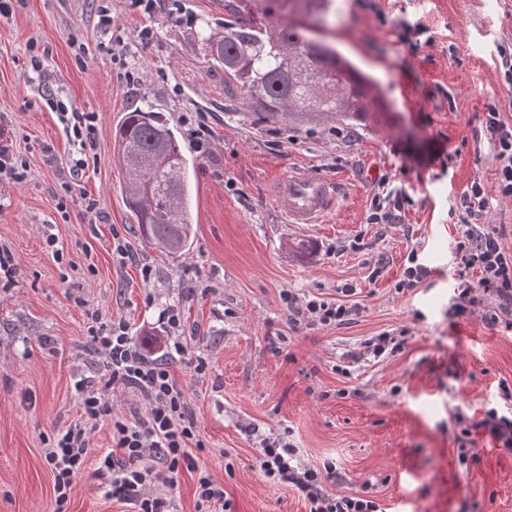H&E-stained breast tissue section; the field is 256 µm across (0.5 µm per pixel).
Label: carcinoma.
I'll list each match as a JSON object with an SVG mask.
<instances>
[{
  "instance_id": "carcinoma-1",
  "label": "carcinoma",
  "mask_w": 512,
  "mask_h": 512,
  "mask_svg": "<svg viewBox=\"0 0 512 512\" xmlns=\"http://www.w3.org/2000/svg\"><path fill=\"white\" fill-rule=\"evenodd\" d=\"M300 24L240 23L202 39L207 55L237 85L245 109L288 124L332 120L373 132L393 111L379 83ZM125 203L142 240L169 257L189 250L193 228L182 135L153 108H132L115 126Z\"/></svg>"
}]
</instances>
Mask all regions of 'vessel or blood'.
Masks as SVG:
<instances>
[{
	"label": "vessel or blood",
	"instance_id": "vessel-or-blood-1",
	"mask_svg": "<svg viewBox=\"0 0 512 512\" xmlns=\"http://www.w3.org/2000/svg\"><path fill=\"white\" fill-rule=\"evenodd\" d=\"M336 195L332 180L297 172L278 188L276 204L289 223L316 224L333 205Z\"/></svg>",
	"mask_w": 512,
	"mask_h": 512
}]
</instances>
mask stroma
<instances>
[{
	"label": "stroma",
	"instance_id": "1",
	"mask_svg": "<svg viewBox=\"0 0 512 512\" xmlns=\"http://www.w3.org/2000/svg\"><path fill=\"white\" fill-rule=\"evenodd\" d=\"M112 18L111 31L99 25ZM243 0H168L143 18L128 0H14L0 17V116L27 177L0 180V247L16 269L0 289V512H53L45 442L77 418L72 384L104 357L87 312L126 319L145 352L165 310L182 311L188 357L174 371L208 450L201 463L223 484L234 512H308L293 488L254 462L262 438L281 435L309 464L333 462L336 492L371 488L385 512H512V450L478 436L479 460H463L455 415H512V328L456 312L455 245L462 225L448 208L481 177L483 217L506 225L512 201L495 189L491 147L479 138L488 106L512 117V91L496 47L512 43V0H314L297 13L307 33L333 44L380 79L393 110L379 133L333 125L263 123L246 115L235 84L206 56L201 28L223 31L260 17ZM421 18L428 42L410 46L395 23ZM154 35L141 42L143 26ZM39 51L52 88L98 128L97 162L74 179L59 210L74 149L33 78ZM139 71L127 84L120 62ZM152 106L171 125L204 116L215 150L185 153L193 179L191 248L176 258L144 243L125 205L112 132L122 113ZM335 182L338 198L317 224H291L273 194L295 171ZM410 195L397 224L367 218L376 179ZM107 219L85 213L82 195ZM52 228L66 255L45 248ZM151 266L120 265L113 232ZM431 269L396 291L413 246ZM353 286L361 311L342 326L294 327L284 291L337 299ZM402 334L389 356L362 344ZM208 362L193 370V356ZM96 480L73 485L69 512H119Z\"/></svg>",
	"mask_w": 512,
	"mask_h": 512
}]
</instances>
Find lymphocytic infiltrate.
<instances>
[{
  "label": "lymphocytic infiltrate",
  "mask_w": 512,
  "mask_h": 512,
  "mask_svg": "<svg viewBox=\"0 0 512 512\" xmlns=\"http://www.w3.org/2000/svg\"><path fill=\"white\" fill-rule=\"evenodd\" d=\"M46 104L56 112L65 133L77 145L79 156L69 169L78 176L94 158L98 133L91 114L56 95ZM482 128L492 146L495 187L499 196L512 200V123L496 107H488ZM409 196L402 184L382 179L371 200L369 221L399 223ZM488 198L481 179H474L459 206L449 208V219L463 224L455 247L459 284L456 311L466 315L485 306V321L496 324L512 316V251L502 239L503 227L482 223ZM292 325L341 326L359 313L346 301H329L318 295H284ZM164 343L154 354L145 353L129 333L125 320L98 322L88 334L102 351L105 364L93 379L76 378L78 417L57 430L46 442L45 459L53 473V512H68L72 486L78 477L92 475L106 494L124 504L125 512H175L172 498L149 493L151 484L174 488L181 471L196 474L199 512H230L231 503L222 485L213 481L199 463L206 449L190 412L183 384L172 370L187 353L184 318L180 309L166 311L160 326ZM132 388L139 392L142 409L119 416L112 411V393ZM109 421L112 446L90 457V436L98 421ZM255 464L265 478L293 487L305 499L309 512H383L368 494L335 493L328 486L336 467L327 462H303L283 438L263 440Z\"/></svg>",
  "instance_id": "1"
}]
</instances>
